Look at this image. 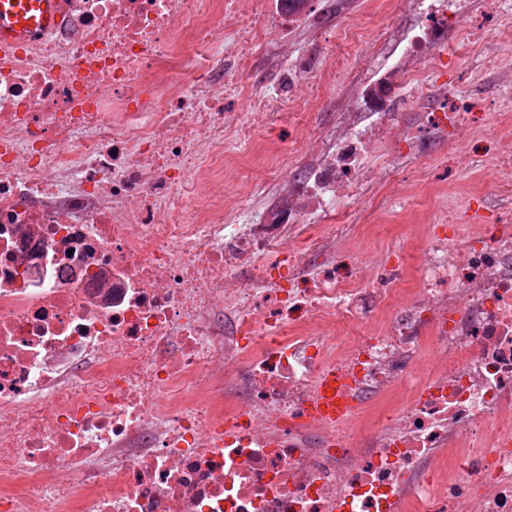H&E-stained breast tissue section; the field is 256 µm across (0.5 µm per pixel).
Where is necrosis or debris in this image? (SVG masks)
<instances>
[{
  "instance_id": "necrosis-or-debris-1",
  "label": "necrosis or debris",
  "mask_w": 512,
  "mask_h": 512,
  "mask_svg": "<svg viewBox=\"0 0 512 512\" xmlns=\"http://www.w3.org/2000/svg\"><path fill=\"white\" fill-rule=\"evenodd\" d=\"M252 5L61 0L0 48V512H512V208L431 183L397 257L350 246L421 156L512 197V124L431 78L483 52L511 110L512 0H368L291 57ZM428 174L430 179L439 181L441 185L448 186V189L465 186L473 193L478 194L471 202L472 209L479 208L485 211V209H493L508 204L506 200H501L495 195L497 173L488 160L476 162L473 166L448 168L446 174L431 169ZM485 213L488 212L485 211ZM350 412L345 379L336 372L323 375L320 396L313 408L315 416L330 421L339 419Z\"/></svg>"
}]
</instances>
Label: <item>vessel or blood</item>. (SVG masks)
<instances>
[{
    "label": "vessel or blood",
    "mask_w": 512,
    "mask_h": 512,
    "mask_svg": "<svg viewBox=\"0 0 512 512\" xmlns=\"http://www.w3.org/2000/svg\"><path fill=\"white\" fill-rule=\"evenodd\" d=\"M58 12V0H0V42L24 41L49 32ZM350 411L345 379L336 373L322 376L315 416L330 421Z\"/></svg>",
    "instance_id": "1"
}]
</instances>
